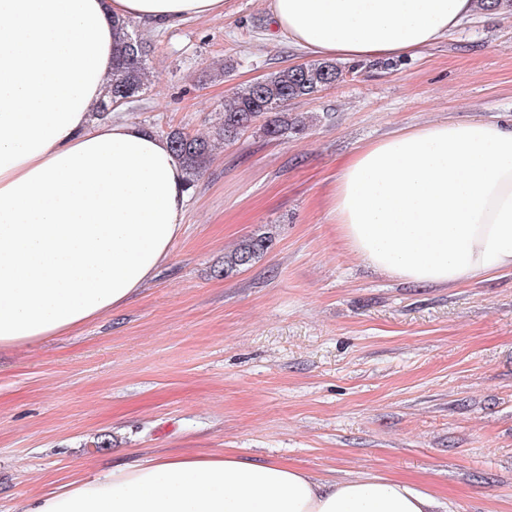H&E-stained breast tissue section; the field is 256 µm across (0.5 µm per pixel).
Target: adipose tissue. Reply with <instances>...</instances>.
<instances>
[{
    "instance_id": "1",
    "label": "adipose tissue",
    "mask_w": 512,
    "mask_h": 512,
    "mask_svg": "<svg viewBox=\"0 0 512 512\" xmlns=\"http://www.w3.org/2000/svg\"><path fill=\"white\" fill-rule=\"evenodd\" d=\"M288 41L327 59L417 55L473 0H271ZM224 0H0V350L68 334L154 279L187 209L183 163L124 118L93 121L112 22L219 17ZM325 206L369 266L453 287L512 270V128L448 120L357 148ZM382 476L322 479L233 455L156 454L29 499L24 512H433Z\"/></svg>"
}]
</instances>
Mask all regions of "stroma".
Listing matches in <instances>:
<instances>
[{"label": "stroma", "mask_w": 512, "mask_h": 512, "mask_svg": "<svg viewBox=\"0 0 512 512\" xmlns=\"http://www.w3.org/2000/svg\"><path fill=\"white\" fill-rule=\"evenodd\" d=\"M144 35L150 81L125 112L156 132L207 131L232 91L310 59L276 35L270 0ZM342 67L289 105L303 132L253 127L216 150L169 261L125 308L0 352V512L158 452L397 478L435 494L436 512H512V271L399 282L323 206L366 143L448 119L512 125V11L474 13L389 68ZM256 234L267 252L223 275Z\"/></svg>", "instance_id": "1"}]
</instances>
